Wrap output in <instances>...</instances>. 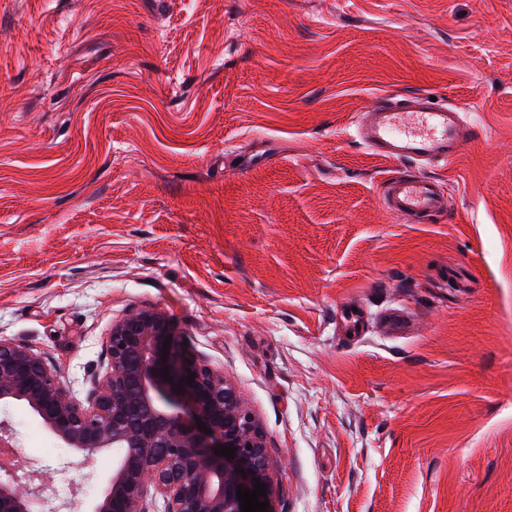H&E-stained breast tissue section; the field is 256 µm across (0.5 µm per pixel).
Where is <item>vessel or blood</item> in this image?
Instances as JSON below:
<instances>
[{
  "label": "vessel or blood",
  "instance_id": "1",
  "mask_svg": "<svg viewBox=\"0 0 512 512\" xmlns=\"http://www.w3.org/2000/svg\"><path fill=\"white\" fill-rule=\"evenodd\" d=\"M474 133L458 107L438 106L416 93L378 98L356 123L357 137L376 155L444 167L458 159ZM382 200L387 212L404 218L430 216L447 207L440 184L416 174L387 179Z\"/></svg>",
  "mask_w": 512,
  "mask_h": 512
}]
</instances>
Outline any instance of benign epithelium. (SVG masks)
I'll use <instances>...</instances> for the list:
<instances>
[{"instance_id": "1", "label": "benign epithelium", "mask_w": 512, "mask_h": 512, "mask_svg": "<svg viewBox=\"0 0 512 512\" xmlns=\"http://www.w3.org/2000/svg\"><path fill=\"white\" fill-rule=\"evenodd\" d=\"M106 351L82 401L40 354L0 340V408L27 407L87 465L112 454L86 512H242L238 488L252 491L257 479L266 488L259 501L277 495L251 412L224 374L182 351L165 312L142 308L113 322ZM198 418L206 429L197 428ZM221 445L236 448L234 459L214 453ZM43 487L42 474L16 458L0 466V512H36Z\"/></svg>"}]
</instances>
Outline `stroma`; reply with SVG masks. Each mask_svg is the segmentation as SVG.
Here are the masks:
<instances>
[{
    "label": "stroma",
    "mask_w": 512,
    "mask_h": 512,
    "mask_svg": "<svg viewBox=\"0 0 512 512\" xmlns=\"http://www.w3.org/2000/svg\"><path fill=\"white\" fill-rule=\"evenodd\" d=\"M392 92L480 133L378 158L351 128ZM399 170L446 211L388 214ZM138 308L236 387L275 512H512V0H0V339L83 398ZM1 419L85 512L111 456Z\"/></svg>",
    "instance_id": "1"
}]
</instances>
